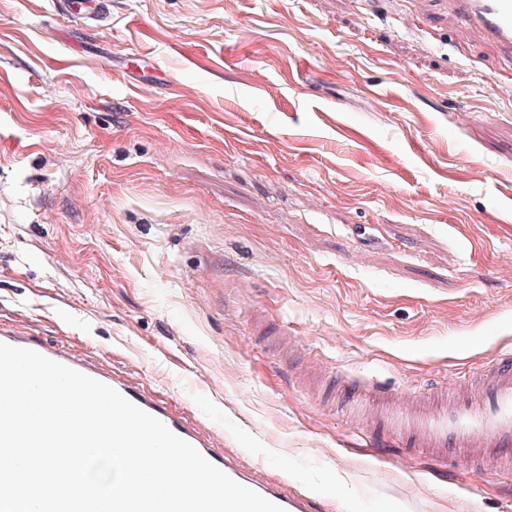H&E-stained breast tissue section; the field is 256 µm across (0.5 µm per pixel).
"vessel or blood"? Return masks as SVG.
I'll use <instances>...</instances> for the list:
<instances>
[{
	"instance_id": "vessel-or-blood-1",
	"label": "vessel or blood",
	"mask_w": 512,
	"mask_h": 512,
	"mask_svg": "<svg viewBox=\"0 0 512 512\" xmlns=\"http://www.w3.org/2000/svg\"><path fill=\"white\" fill-rule=\"evenodd\" d=\"M448 9L462 19L456 30L458 40L469 39L476 32L491 43L501 57L512 58V0H448ZM107 13L108 0L71 2V16L84 23L102 21ZM0 343L36 351L112 387L194 446L236 482L280 506L284 512H311L310 498L304 491L262 479L257 470L242 469L230 453L215 447L213 435L201 434L191 426L184 413L173 409L164 399L114 377L106 361L85 360L70 341L45 343L16 325L0 328ZM465 386L474 387L473 400L454 403L442 413L419 417L415 427L407 432L411 447H459L463 461L475 469L481 466L475 454L479 448L491 446L504 458L512 459V356L497 360L480 373L453 380L447 389L452 392Z\"/></svg>"
}]
</instances>
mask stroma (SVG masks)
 <instances>
[{"mask_svg": "<svg viewBox=\"0 0 512 512\" xmlns=\"http://www.w3.org/2000/svg\"><path fill=\"white\" fill-rule=\"evenodd\" d=\"M452 29L443 0H0V325L323 512H512V461L354 419L359 385L426 400L512 352V62ZM70 14L83 22H100L108 13V0H71ZM0 343L31 349L44 357L98 380L119 392L133 404L151 414L175 435L194 446L209 462L236 482L254 490L267 500L283 508L284 512H313L310 497L302 490L288 487L285 483L261 478L260 470H244L228 452L215 447L217 433L201 434L189 423L186 413L173 409L164 399L147 395L127 380L114 377L105 360L96 363L85 360L68 340L45 343L35 339L26 328L16 325L8 329L0 327Z\"/></svg>", "mask_w": 512, "mask_h": 512, "instance_id": "obj_1", "label": "stroma"}]
</instances>
